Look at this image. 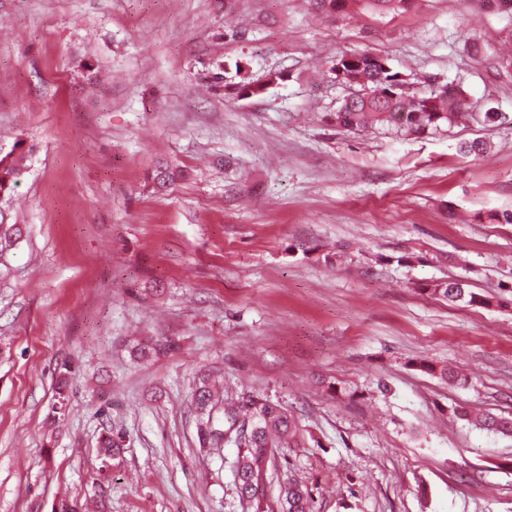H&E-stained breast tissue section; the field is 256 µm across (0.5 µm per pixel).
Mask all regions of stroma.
I'll return each instance as SVG.
<instances>
[{"label":"stroma","mask_w":512,"mask_h":512,"mask_svg":"<svg viewBox=\"0 0 512 512\" xmlns=\"http://www.w3.org/2000/svg\"><path fill=\"white\" fill-rule=\"evenodd\" d=\"M363 51L507 120L338 129L327 66ZM239 64L284 79L244 97ZM475 138L485 154L457 152ZM19 147L0 198L23 227L0 254V512H281L289 479L312 512H512V437L453 416L512 418V311L430 292L512 286V224L478 220L512 210L502 0L333 17L307 0H0V154ZM160 161L188 176L157 193ZM149 336L171 350L134 361ZM204 373L304 433L270 455L261 500L235 491L238 448L199 447ZM108 431L122 453L105 466ZM24 153L9 152L0 156V195L8 193L17 183V178L24 168ZM465 281H447L433 285L430 291L455 305L473 306L490 304L493 298H486L469 288Z\"/></svg>","instance_id":"35a3bbf8"}]
</instances>
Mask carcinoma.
Returning <instances> with one entry per match:
<instances>
[{
    "label": "carcinoma",
    "instance_id": "1",
    "mask_svg": "<svg viewBox=\"0 0 512 512\" xmlns=\"http://www.w3.org/2000/svg\"><path fill=\"white\" fill-rule=\"evenodd\" d=\"M349 0H310L314 10L326 15L340 13ZM365 9L386 15L407 8L412 0H360ZM329 72L337 82L351 90L333 115L336 127L346 131H365L376 126H391L409 135H422L442 124L449 126L475 118L460 86L452 83L434 84L424 93L409 91L407 76L390 63V59L373 53H344L336 56ZM23 153L9 152L0 156V195L8 193L17 183L24 168ZM185 178V172L160 166L153 175L154 184L167 189ZM431 293L455 305H486L491 299L454 280L434 284ZM166 344L149 340L132 349L134 358L146 359L159 353ZM418 367L450 385L461 381L460 374L448 367L426 362ZM193 405L199 445L221 448L232 444L243 451L238 456L234 484L242 499H260L264 492V467L271 449L298 443L299 426L283 407L267 400L248 405H219L209 376L202 375L193 392ZM455 415L476 426L512 434V419L491 413H472L465 408ZM102 463L120 455L119 443L113 435L103 437L99 448ZM284 512H311L310 495L303 486L289 482L283 488Z\"/></svg>",
    "mask_w": 512,
    "mask_h": 512
}]
</instances>
